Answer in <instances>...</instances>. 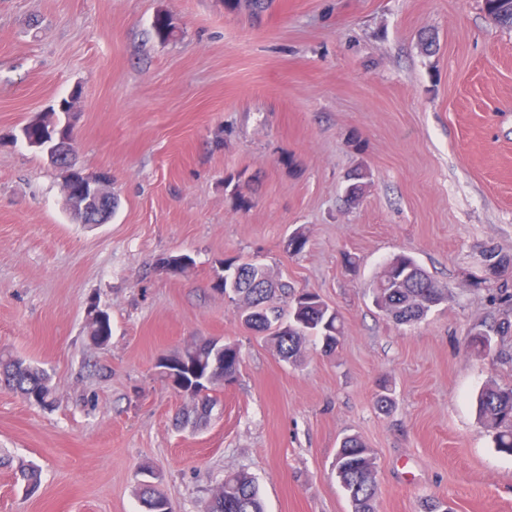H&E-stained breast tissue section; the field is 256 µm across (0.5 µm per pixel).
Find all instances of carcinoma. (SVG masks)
I'll list each match as a JSON object with an SVG mask.
<instances>
[{
  "mask_svg": "<svg viewBox=\"0 0 512 512\" xmlns=\"http://www.w3.org/2000/svg\"><path fill=\"white\" fill-rule=\"evenodd\" d=\"M269 6V0H224L226 10L246 12L259 17ZM488 16L499 26L512 28V0H485ZM367 172L357 168L348 175L346 193L357 201L363 193ZM484 275L474 279L477 288L487 287L500 280V269L512 265V257L493 250L483 252ZM230 268L221 276L217 287L224 291L236 289L237 302L242 304V321L250 329L271 332L267 340L279 357L289 363L302 354L306 338L321 343L323 352H333L341 336L339 314L312 292H296L288 283L275 281L267 269L252 262H224ZM375 306L400 325L421 321L435 306L448 300L445 289L439 287L407 254L393 256L384 266L381 276L372 284ZM87 334L95 343L111 336L110 319L87 326ZM512 338V314L504 311L501 317L487 324L477 323L469 329L468 347L484 355L501 357L507 354L505 342ZM241 366L237 345L212 342L190 344L167 358L169 375L181 377L183 393L193 404L183 414L181 424L197 427L211 414L216 399L210 394L224 379H235ZM5 384L28 399L45 404L51 393L48 377L43 370L13 353L0 351V384ZM478 420L492 436L495 447L512 456V386L487 385L476 399ZM336 479L343 488L352 512H374L378 496L375 466L369 449L356 435L343 438L333 465ZM139 497L146 512H170L171 503L154 485L144 483ZM209 512H265L251 476L244 472L228 474L216 488Z\"/></svg>",
  "mask_w": 512,
  "mask_h": 512,
  "instance_id": "1",
  "label": "carcinoma"
}]
</instances>
